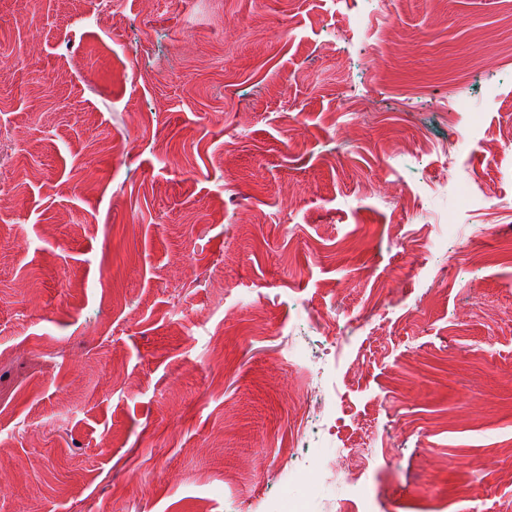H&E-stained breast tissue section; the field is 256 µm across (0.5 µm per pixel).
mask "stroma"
Wrapping results in <instances>:
<instances>
[{"mask_svg":"<svg viewBox=\"0 0 512 512\" xmlns=\"http://www.w3.org/2000/svg\"><path fill=\"white\" fill-rule=\"evenodd\" d=\"M0 44V512H343L341 445L374 512L512 506V0H0ZM403 152L411 154H425L435 151L440 157L444 158L445 164L453 166L458 157L457 143L454 141H444L438 144H431L428 141H412L406 142L400 149ZM322 369L319 368L311 374L310 393L308 391L305 395L298 398L299 410L301 412L300 428L297 431L295 439L292 440L289 448L285 451V466L288 467V472L293 471V475L296 477L299 472L294 467H299L305 461V455L309 449L308 445H305V435L309 428L312 430L315 428V424H318L317 428H321L324 432H327L330 436L334 435L333 428L335 425L331 424V417L328 413L329 402L331 400V393L326 390V387L322 383Z\"/></svg>","mask_w":512,"mask_h":512,"instance_id":"obj_1","label":"stroma"}]
</instances>
